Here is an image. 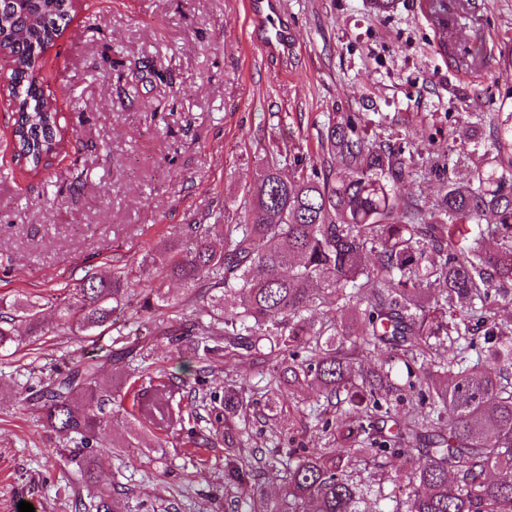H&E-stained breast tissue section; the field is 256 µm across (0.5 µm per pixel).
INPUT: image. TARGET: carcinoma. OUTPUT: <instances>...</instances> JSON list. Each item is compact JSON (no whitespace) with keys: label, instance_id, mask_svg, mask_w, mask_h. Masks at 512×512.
I'll use <instances>...</instances> for the list:
<instances>
[{"label":"carcinoma","instance_id":"1","mask_svg":"<svg viewBox=\"0 0 512 512\" xmlns=\"http://www.w3.org/2000/svg\"><path fill=\"white\" fill-rule=\"evenodd\" d=\"M71 0H0V44L12 56L10 94L17 104L13 136L19 155L38 173L60 148L59 113L36 87L41 54L69 19ZM442 33L448 63L480 49L456 51L448 39L470 0H426ZM364 112L329 119L319 161L295 159L291 176L270 156L256 168L244 216L222 224H185L167 245L165 277L179 282L194 308L188 322L161 331L154 319L176 299L160 288L141 291L139 335L161 334L204 362L245 353L266 365L264 407L307 386L316 397L301 417L329 435L332 448L272 451L282 466L281 496L253 488L256 467L243 448L225 458L224 497L245 512H369L383 487L358 466L382 468L406 457L412 466L393 479L396 512H512V113L497 114L486 146L468 139L472 166L453 178L451 157L419 167L399 142L367 137ZM440 174L439 194L424 210L397 186ZM123 270L89 272L79 287L53 297L63 323L93 336L114 325L129 298ZM316 308L349 311L348 322L315 321ZM42 304L25 295L0 296V359L41 340ZM24 323L28 334H16ZM386 362L355 367L381 348ZM448 351L443 355L442 351ZM135 346L112 339L107 357L125 359ZM106 384L99 362L80 360L34 389L43 425L75 439L81 477L94 484L104 457L101 435L114 416L131 417L113 448H137L145 434L137 410L148 403L159 420L173 414V391L154 377L124 389ZM351 407H342L343 403ZM411 403L420 411L403 412ZM224 426H247L244 387L224 381ZM105 489L93 490L94 512H118Z\"/></svg>","mask_w":512,"mask_h":512}]
</instances>
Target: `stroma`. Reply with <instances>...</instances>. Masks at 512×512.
<instances>
[{"mask_svg": "<svg viewBox=\"0 0 512 512\" xmlns=\"http://www.w3.org/2000/svg\"><path fill=\"white\" fill-rule=\"evenodd\" d=\"M455 40L479 42L481 64L449 67L420 0L376 12L370 0H284L291 45L264 50L244 0H77L44 53L41 82L61 114L66 145L46 170L14 158L11 97L0 89V295L51 297L86 272H128L134 289L163 288L189 315L160 255L186 224H210L243 207L249 174L267 153L318 157L330 114L380 112L370 138L398 141L415 162L463 147V122L492 137V116L512 112V0H474ZM0 360V512H74L88 489L69 460V438L42 425L17 389L64 364L101 353L115 330L92 340L61 325ZM170 382L187 410L195 390L223 393L225 378L266 381L248 356L216 358L208 373L189 351L155 343L146 360L102 363L100 376L138 378L142 365ZM211 435L187 447V432ZM164 447L117 448L98 485L121 512H224V426L213 416L173 421Z\"/></svg>", "mask_w": 512, "mask_h": 512, "instance_id": "stroma-1", "label": "stroma"}]
</instances>
